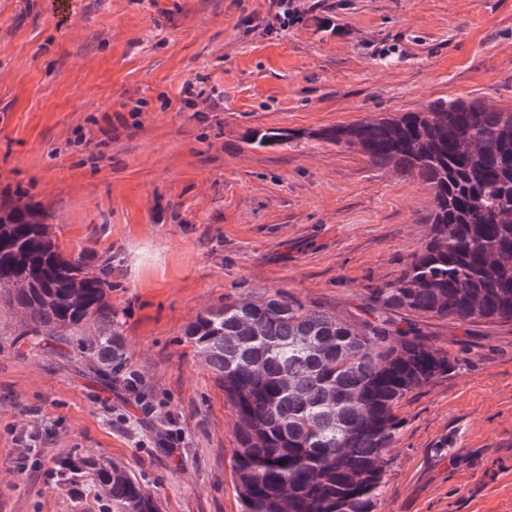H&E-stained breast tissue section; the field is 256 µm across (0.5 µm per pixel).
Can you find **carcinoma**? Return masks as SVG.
<instances>
[{"label":"carcinoma","mask_w":512,"mask_h":512,"mask_svg":"<svg viewBox=\"0 0 512 512\" xmlns=\"http://www.w3.org/2000/svg\"><path fill=\"white\" fill-rule=\"evenodd\" d=\"M317 137L426 183L430 230L396 280L370 289L356 324L277 293L226 301L187 328L236 416L232 478L242 512H375L402 428L399 402L452 368L448 353L395 313L512 322L511 111L439 100L426 112ZM293 140L285 130L247 132L254 148ZM112 288V254L64 252L28 189H0V304L20 314V335L69 340L112 366L122 359ZM89 323L96 331L85 338ZM82 470L112 512H158L138 480L108 459L55 468L62 484Z\"/></svg>","instance_id":"carcinoma-1"}]
</instances>
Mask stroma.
I'll return each instance as SVG.
<instances>
[{
	"mask_svg": "<svg viewBox=\"0 0 512 512\" xmlns=\"http://www.w3.org/2000/svg\"><path fill=\"white\" fill-rule=\"evenodd\" d=\"M56 2L0 0V187H26L64 251H112L123 359L183 446L126 431L120 376L1 306L0 512H102L92 476L57 481L78 456L160 512H240L235 415L188 326L278 291L363 315L425 245L432 194L314 134L439 99L512 108V0ZM413 320L456 367L400 401L376 512H512V322ZM248 144L255 148H272L287 146L296 139L295 135L285 130H260L248 131Z\"/></svg>",
	"mask_w": 512,
	"mask_h": 512,
	"instance_id": "obj_1",
	"label": "stroma"
}]
</instances>
